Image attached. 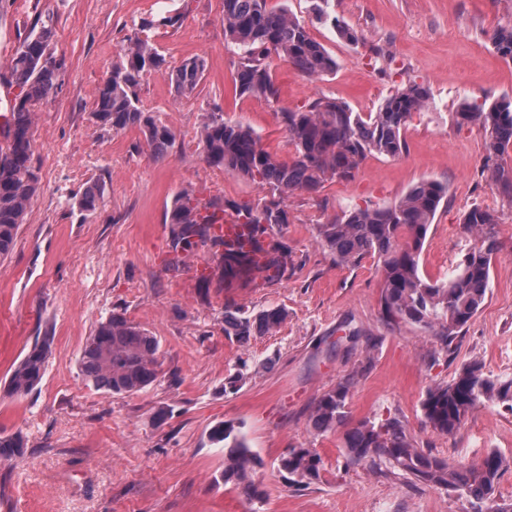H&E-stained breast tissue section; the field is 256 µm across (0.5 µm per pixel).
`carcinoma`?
Masks as SVG:
<instances>
[{
  "label": "carcinoma",
  "mask_w": 512,
  "mask_h": 512,
  "mask_svg": "<svg viewBox=\"0 0 512 512\" xmlns=\"http://www.w3.org/2000/svg\"><path fill=\"white\" fill-rule=\"evenodd\" d=\"M315 20L329 23L341 38L356 43L357 34L323 7ZM176 19L158 14L141 22L127 38L124 60L113 66L98 95L93 116L99 126L115 133L130 127L144 136L151 155L160 159L176 141V134L139 105L138 88L150 74L163 70L165 57L140 33L172 26ZM224 34L240 51L235 92L268 101L278 98L272 55H277L302 76L312 80L336 70L337 62L315 40L309 24L288 9H272L268 0H224ZM51 28L42 27L25 38L14 54L9 82L21 89L14 99L7 133V150L0 154V257L13 250L19 225L37 191L39 176L32 162L33 109L53 99L67 69L66 58L50 48ZM497 53L512 60V29L494 34ZM205 60L185 59L169 71L179 96L197 92ZM426 88L408 82L387 97L376 112H355L334 98L312 100L303 110L276 113L291 154L279 158L269 152L254 131L213 113L200 135L202 160L211 167L259 183L265 195L254 205H240L225 198L201 202L190 194L177 195L165 211V223L174 225L172 250L190 251L201 246L220 250L224 284L249 283L261 264L273 276L285 271L284 247L274 239V226L288 223V198L297 192L318 193L328 181H348L362 161L373 154L398 157L406 150L405 130L413 114L427 104ZM460 126L473 125L487 135L489 155L503 157L512 151V102L463 104L453 113ZM490 180L512 198V176L501 165L489 168ZM448 189L434 180H421L389 206L355 207L328 224L317 225V238L336 260L355 264L366 256L378 258L384 274L380 308L390 324L407 323L433 331L450 347L483 305L494 256L500 249L498 216L481 207L463 216L473 240L448 276L431 279L420 272L421 250L430 224ZM231 211L244 226V238L226 240L211 233L213 224ZM286 319L281 307L255 314L236 303H224V334L247 343L268 334ZM51 338L36 341L13 368L9 389L27 395L41 383ZM162 362L158 339L120 313L99 322L82 352L80 371L97 390L115 395L138 394L157 381ZM352 385L347 379L321 395L314 404L311 422L318 433L346 425V401ZM503 405L512 410V377L492 376L477 361L463 364L451 382L426 390L421 403L424 421L436 433L452 435L467 415L480 406ZM224 448V470L216 480L232 484L248 500L262 498L259 470L262 460L250 448L246 436L230 424L219 423L209 434ZM343 445L351 465L382 464L397 468L413 481L467 498L473 512H512V503L497 496L502 473L512 461L491 450L478 463L451 466L415 447L406 426L397 418L381 424L362 421L346 429ZM25 455L19 433L0 432V465ZM321 459L310 448H292L278 468L304 485L319 479Z\"/></svg>",
  "instance_id": "carcinoma-1"
}]
</instances>
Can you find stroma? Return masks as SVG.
Listing matches in <instances>:
<instances>
[{"label": "stroma", "mask_w": 512, "mask_h": 512, "mask_svg": "<svg viewBox=\"0 0 512 512\" xmlns=\"http://www.w3.org/2000/svg\"><path fill=\"white\" fill-rule=\"evenodd\" d=\"M316 2L270 0L310 21L337 67L310 80L276 61L280 96L269 102L235 93L238 51L224 36V0H0V34L11 36L1 56L12 59L30 32L48 24L52 50L68 63L57 96L35 109L38 190L13 252L0 261V431L26 442L22 461L0 465V512H471L465 497L447 489L412 484L383 466L347 465L341 432L313 430L316 399L348 378L350 423L399 418L416 447L453 465L492 449L512 459L510 409H474L450 436L421 415L427 388L450 382L465 362L512 376V200L489 179L484 131L452 119L466 102L512 101V61L492 42L512 27V0H329V14L357 31L356 44L315 22ZM161 11L179 21L149 31L152 44L169 66L198 55L205 71L188 98L164 73L142 81V108L176 134L156 160L139 130H103L92 112L127 35ZM410 81L426 87L430 101L406 129V153L368 156L353 179L289 199L288 222L276 233L288 249L283 276L259 272L246 286L208 288L205 280L220 275L210 248L173 255L164 213L178 193L240 204L264 195L256 183L202 161L200 128L211 113L249 126L285 157L291 147L279 110L330 97L374 112ZM424 179L448 187L423 244L424 275L442 277L459 262L469 209L499 217L487 298L447 350L431 331L382 319L376 258L340 264L316 238L317 225L357 205L392 204ZM92 185L102 198L85 212L78 201ZM228 300L251 312L280 306L288 316L277 331L242 344L224 333ZM115 312L160 342L159 378L136 395L95 389L80 372L88 337ZM44 334L53 343L39 387L11 394L13 365ZM232 377L236 389L225 390ZM162 406L170 414L154 424ZM221 422L240 427L262 459V501L218 482L224 451L209 431ZM292 448L320 456L317 481L303 486L279 471Z\"/></svg>", "instance_id": "stroma-1"}]
</instances>
